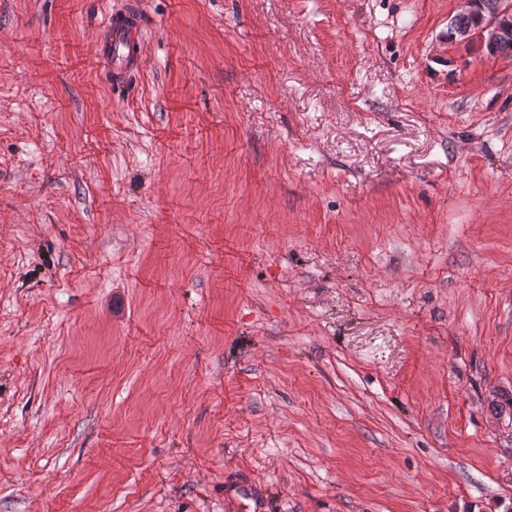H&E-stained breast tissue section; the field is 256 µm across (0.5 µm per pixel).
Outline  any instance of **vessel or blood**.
I'll return each mask as SVG.
<instances>
[{
    "label": "vessel or blood",
    "instance_id": "b4317fda",
    "mask_svg": "<svg viewBox=\"0 0 512 512\" xmlns=\"http://www.w3.org/2000/svg\"><path fill=\"white\" fill-rule=\"evenodd\" d=\"M103 31L99 60L119 84L139 67L143 40L140 15L133 8L108 11Z\"/></svg>",
    "mask_w": 512,
    "mask_h": 512
}]
</instances>
